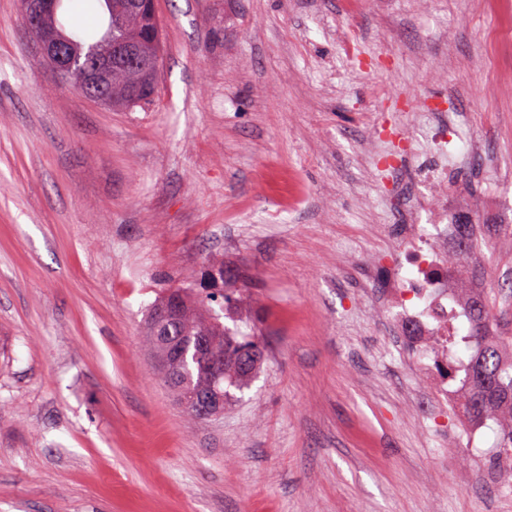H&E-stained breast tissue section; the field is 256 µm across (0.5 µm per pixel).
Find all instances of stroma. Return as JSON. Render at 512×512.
<instances>
[{
	"instance_id": "35a3bbf8",
	"label": "stroma",
	"mask_w": 512,
	"mask_h": 512,
	"mask_svg": "<svg viewBox=\"0 0 512 512\" xmlns=\"http://www.w3.org/2000/svg\"><path fill=\"white\" fill-rule=\"evenodd\" d=\"M156 10L154 99L115 111L0 0V512H512L373 288L404 225L464 214L491 245L454 269L512 336V0ZM215 254L266 358L197 419L144 322Z\"/></svg>"
}]
</instances>
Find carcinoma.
Segmentation results:
<instances>
[{"mask_svg": "<svg viewBox=\"0 0 512 512\" xmlns=\"http://www.w3.org/2000/svg\"><path fill=\"white\" fill-rule=\"evenodd\" d=\"M107 15L106 27L97 39L90 36V30L74 22V16L58 18L57 23L62 33L74 43L75 68H80L86 49L97 45L106 49L112 45V33L116 23H121L129 32L143 33L150 28L159 27L156 13L149 7L142 6L136 13H127L126 0H100ZM155 81L156 74H138L116 69L112 71V100L104 104L114 109H132L151 101V95L141 93L129 97L126 92L130 86L140 82ZM177 300L181 316L174 335L162 338L155 334L156 312ZM223 300L226 312L241 305L242 297L223 296L207 293L193 297L183 288H170L153 306L148 315V336L158 357L163 381L171 390L177 401L192 417L199 413L192 409V400L199 392H212L226 401L231 390L242 391L247 388L264 356L260 342L250 339L239 328H230L222 321L223 315L210 308V303ZM476 309L468 313L470 333L462 337L466 346H475L467 362L463 363L465 377L463 382L468 392L461 403L470 423L481 425L491 420L497 425V448L505 454L512 455V340L504 336L493 335L494 314L491 309L476 300ZM205 334L213 354L223 358L224 371L206 373L189 360L174 363L167 358L169 347L179 345L191 350L200 337ZM252 354L248 369L238 366L241 356Z\"/></svg>", "mask_w": 512, "mask_h": 512, "instance_id": "carcinoma-1", "label": "carcinoma"}]
</instances>
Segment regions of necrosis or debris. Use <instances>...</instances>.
<instances>
[{
    "label": "necrosis or debris",
    "mask_w": 512,
    "mask_h": 512,
    "mask_svg": "<svg viewBox=\"0 0 512 512\" xmlns=\"http://www.w3.org/2000/svg\"><path fill=\"white\" fill-rule=\"evenodd\" d=\"M457 219L443 224H408L402 248L381 293L398 310L396 335L424 359L425 377L433 382L443 403L460 402V364L448 350V331L466 319L467 307L446 261L460 246Z\"/></svg>",
    "instance_id": "4bbe7bcc"
}]
</instances>
